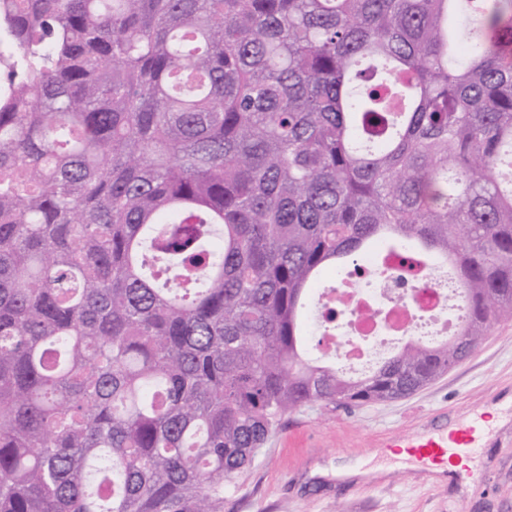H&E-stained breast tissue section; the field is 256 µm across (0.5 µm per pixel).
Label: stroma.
<instances>
[{
  "label": "stroma",
  "instance_id": "1",
  "mask_svg": "<svg viewBox=\"0 0 512 512\" xmlns=\"http://www.w3.org/2000/svg\"><path fill=\"white\" fill-rule=\"evenodd\" d=\"M486 420L470 481L439 477L393 453L421 428ZM345 463L358 475L320 477ZM224 512H512V321L424 389L401 399L290 413L224 497Z\"/></svg>",
  "mask_w": 512,
  "mask_h": 512
}]
</instances>
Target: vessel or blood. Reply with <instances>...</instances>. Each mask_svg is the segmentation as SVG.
<instances>
[{"label": "vessel or blood", "mask_w": 512, "mask_h": 512, "mask_svg": "<svg viewBox=\"0 0 512 512\" xmlns=\"http://www.w3.org/2000/svg\"><path fill=\"white\" fill-rule=\"evenodd\" d=\"M481 445L482 430L475 420L440 433L423 429L402 442L409 456L427 466L476 454Z\"/></svg>", "instance_id": "1"}]
</instances>
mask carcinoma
<instances>
[{
	"instance_id": "carcinoma-1",
	"label": "carcinoma",
	"mask_w": 512,
	"mask_h": 512,
	"mask_svg": "<svg viewBox=\"0 0 512 512\" xmlns=\"http://www.w3.org/2000/svg\"><path fill=\"white\" fill-rule=\"evenodd\" d=\"M512 0H0V512H224L285 415L405 397L512 320ZM451 265L348 376L330 268Z\"/></svg>"
}]
</instances>
